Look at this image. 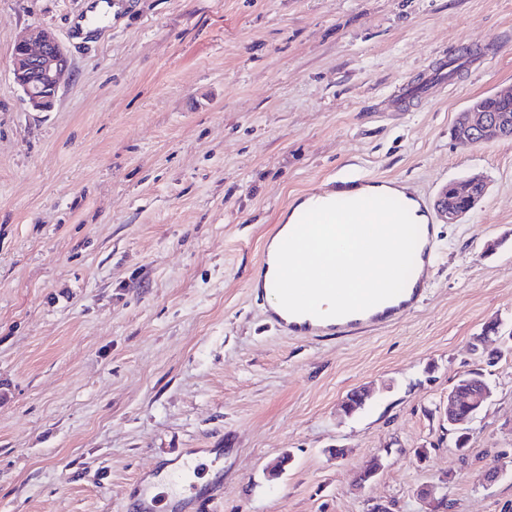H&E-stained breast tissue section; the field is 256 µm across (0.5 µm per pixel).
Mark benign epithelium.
<instances>
[{
    "instance_id": "7a95c632",
    "label": "benign epithelium",
    "mask_w": 512,
    "mask_h": 512,
    "mask_svg": "<svg viewBox=\"0 0 512 512\" xmlns=\"http://www.w3.org/2000/svg\"><path fill=\"white\" fill-rule=\"evenodd\" d=\"M13 76L21 88L24 101L37 112L53 109L58 91L70 71L69 56L57 37L49 30L33 27L26 29L16 40L12 54ZM512 136L508 117H491L476 101L466 109L456 127V137L470 143H490ZM470 185L476 187L466 205L448 200V189H443L436 200L441 220L446 224L458 223L483 196L484 184L474 178ZM489 397L484 392L467 391L461 382L448 393V423L463 426L474 419L472 413L481 410ZM438 485L428 484L418 490L420 500L428 505V512H446L448 502L437 496Z\"/></svg>"
}]
</instances>
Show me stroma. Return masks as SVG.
<instances>
[{"mask_svg":"<svg viewBox=\"0 0 512 512\" xmlns=\"http://www.w3.org/2000/svg\"><path fill=\"white\" fill-rule=\"evenodd\" d=\"M91 14L0 0V512H135L151 478L213 448L196 474L224 487L198 512H425L416 492L442 476L447 512H512V351L486 369L467 458L447 418L474 337L512 329V138L453 135L473 100L512 91V0H112L88 29ZM32 26L71 61L49 112L12 74ZM345 170L429 208L451 181L486 193L437 223L416 307L285 335L248 283L270 225ZM446 64H441L436 67L431 74L427 77L423 78L421 81L415 84H406L397 99L398 105H403L405 102L409 101L412 98L421 96L423 94L428 93L431 84L438 81H444L446 78Z\"/></svg>","mask_w":512,"mask_h":512,"instance_id":"stroma-1","label":"stroma"}]
</instances>
